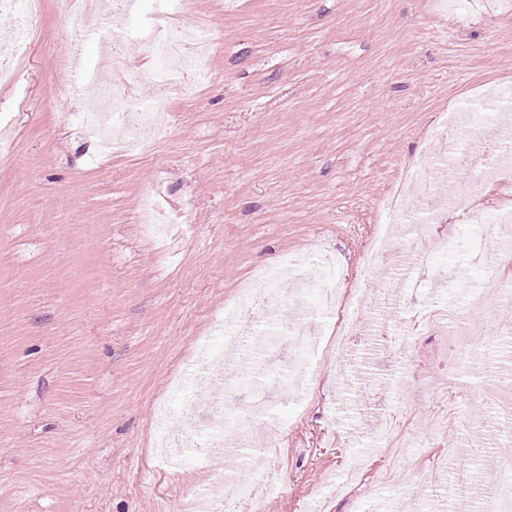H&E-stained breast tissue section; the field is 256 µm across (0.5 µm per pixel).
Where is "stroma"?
<instances>
[{
	"mask_svg": "<svg viewBox=\"0 0 512 512\" xmlns=\"http://www.w3.org/2000/svg\"><path fill=\"white\" fill-rule=\"evenodd\" d=\"M187 24L216 27L210 82L170 97L172 127L146 155L100 162L77 127L73 103L92 87L58 79L64 58L93 68L102 46L76 42L61 0H44L40 38L20 68H0V512H176L208 473L167 467L158 411L181 427L198 343L239 288L290 253L337 257L363 281L372 309L380 282L364 281L362 255L378 198L398 164L439 151L438 113L512 84V12L480 10L460 22L436 0H194ZM152 192L190 207L158 243L138 222ZM446 345L414 342L374 363L352 349L342 370L318 367L297 402L278 400L283 352L253 353L268 372L269 415L281 487L264 512H386L392 491L420 490L416 512H452L449 481L464 471L481 512L491 474L449 461L443 448L496 438L485 415L486 376L458 369L459 413L432 438L434 382ZM397 437L374 444L383 413Z\"/></svg>",
	"mask_w": 512,
	"mask_h": 512,
	"instance_id": "35a3bbf8",
	"label": "stroma"
}]
</instances>
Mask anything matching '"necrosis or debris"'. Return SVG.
Returning a JSON list of instances; mask_svg holds the SVG:
<instances>
[{
	"instance_id": "4bbe7bcc",
	"label": "necrosis or debris",
	"mask_w": 512,
	"mask_h": 512,
	"mask_svg": "<svg viewBox=\"0 0 512 512\" xmlns=\"http://www.w3.org/2000/svg\"><path fill=\"white\" fill-rule=\"evenodd\" d=\"M186 3L160 0L151 21L133 28L128 19L134 0H114L112 18L100 36L102 61L96 69L78 75L80 83L97 88L95 96L80 98L79 112L80 133L95 143L98 157L149 152V135L167 133L171 124L163 95H183L209 81V61L217 41L210 27L186 24ZM41 5L42 0H0V13L13 15L16 23L12 42L0 46L1 58L18 59L28 50L37 34ZM131 38L147 47L149 65L129 68L125 47ZM146 84L159 87L160 97L140 98L136 90ZM434 136L442 144L440 152L406 168L382 198L387 222L367 253L365 266L369 277L401 286L400 291L388 288L379 296L384 308L403 305L405 297L416 295L427 280L447 282V268H425L426 246L439 250L466 243L472 264L479 265L490 248L474 236L473 225L512 229L511 208L483 205L490 188L512 181V85L439 113ZM450 211L461 213L460 222L446 234L434 235V224ZM285 278L296 284V295L287 298L277 292V284ZM344 282L337 259L321 252L294 255L264 269L253 287L244 289L214 322L215 332L224 338L223 354L204 344L199 348L200 361L223 357L225 372L255 383L250 366L240 362L243 352L256 348L258 330L248 312L255 307L271 312L287 303L295 306L298 315L285 328L292 350L288 372L281 378L285 387L295 376H307L310 365L321 358L325 338L309 328L319 317L336 321L334 354L339 359L362 338L369 350L397 349L406 356L414 337L446 331L455 359L468 364L483 361L493 343H512V282L499 273L486 275L478 290L487 303L486 318H464L460 302L442 298L406 317L399 330L360 303L343 305ZM205 429L210 452L224 453L229 463L199 494L202 512H263L266 497L282 479L280 464L269 449L280 424L268 420L263 438L241 441L234 439V429L225 425L223 417H211ZM244 470L254 472L252 481L240 479Z\"/></svg>"
}]
</instances>
